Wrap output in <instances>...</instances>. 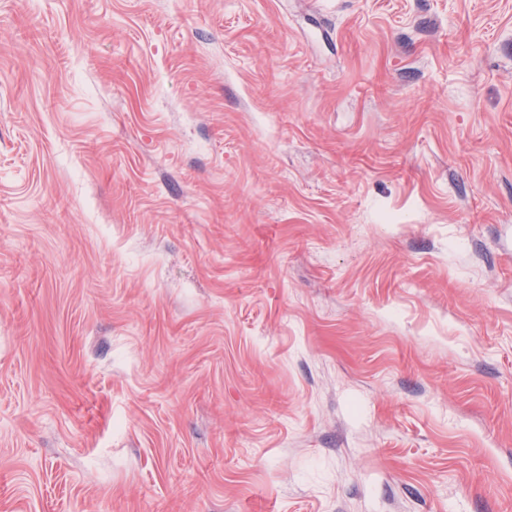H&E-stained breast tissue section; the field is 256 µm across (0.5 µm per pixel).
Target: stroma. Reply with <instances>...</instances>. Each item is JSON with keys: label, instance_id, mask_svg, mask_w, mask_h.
<instances>
[{"label": "stroma", "instance_id": "stroma-1", "mask_svg": "<svg viewBox=\"0 0 512 512\" xmlns=\"http://www.w3.org/2000/svg\"><path fill=\"white\" fill-rule=\"evenodd\" d=\"M0 512H512V0H0Z\"/></svg>", "mask_w": 512, "mask_h": 512}]
</instances>
